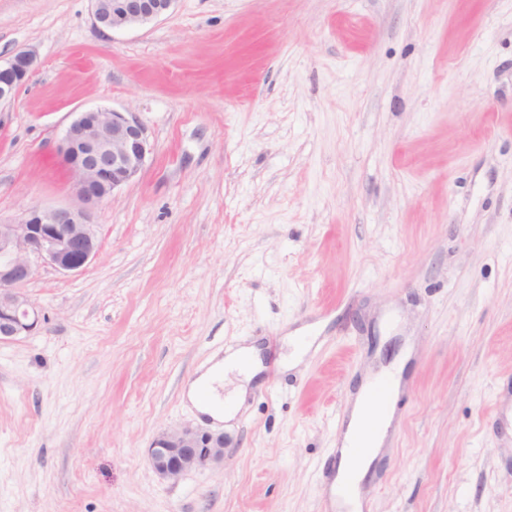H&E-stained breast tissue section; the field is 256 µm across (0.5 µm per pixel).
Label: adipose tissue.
Wrapping results in <instances>:
<instances>
[{
	"instance_id": "adipose-tissue-1",
	"label": "adipose tissue",
	"mask_w": 512,
	"mask_h": 512,
	"mask_svg": "<svg viewBox=\"0 0 512 512\" xmlns=\"http://www.w3.org/2000/svg\"><path fill=\"white\" fill-rule=\"evenodd\" d=\"M256 354L257 348L253 345L227 349L222 360L213 363L190 385L189 399L195 402L200 395H207L209 403L205 408L206 413L219 420L233 418L240 393L235 390L223 397L219 390L231 374L241 376L244 382H252L260 372ZM392 416V409L381 405L379 399L373 397L371 385H364L342 440L344 448L356 446L360 452L342 458L339 477L355 484L362 480L384 444L386 435L381 432L380 426Z\"/></svg>"
}]
</instances>
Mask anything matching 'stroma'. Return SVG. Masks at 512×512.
Returning a JSON list of instances; mask_svg holds the SVG:
<instances>
[{"label":"stroma","mask_w":512,"mask_h":512,"mask_svg":"<svg viewBox=\"0 0 512 512\" xmlns=\"http://www.w3.org/2000/svg\"><path fill=\"white\" fill-rule=\"evenodd\" d=\"M22 49L1 222L73 203L78 112L135 113L152 151L0 343V512H342L338 417L401 359L362 512H512V0H175L111 34L90 0H0V61ZM242 344L264 369L212 420L188 388ZM183 425L227 446L173 484L146 452Z\"/></svg>","instance_id":"stroma-1"}]
</instances>
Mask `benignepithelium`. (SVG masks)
<instances>
[{
  "mask_svg": "<svg viewBox=\"0 0 512 512\" xmlns=\"http://www.w3.org/2000/svg\"><path fill=\"white\" fill-rule=\"evenodd\" d=\"M175 0H91L101 31L149 24ZM34 50L0 62V104L11 102L34 75ZM151 152L147 130L132 112L98 107L77 114L58 143L77 203L68 207L29 205L14 222H0V342L32 336L41 329V310L23 292L39 265L61 274L83 271L99 251L100 227L93 214L144 168ZM224 435L182 427L155 437L147 462L164 481L224 459Z\"/></svg>",
  "mask_w": 512,
  "mask_h": 512,
  "instance_id": "1",
  "label": "benign epithelium"
}]
</instances>
